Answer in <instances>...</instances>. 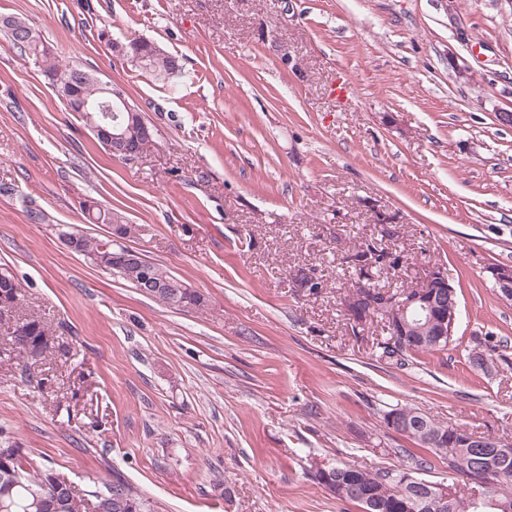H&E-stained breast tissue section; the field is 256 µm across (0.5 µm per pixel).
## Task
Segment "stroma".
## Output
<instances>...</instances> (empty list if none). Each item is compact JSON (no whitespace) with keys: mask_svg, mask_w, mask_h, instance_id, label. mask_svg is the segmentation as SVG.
<instances>
[{"mask_svg":"<svg viewBox=\"0 0 512 512\" xmlns=\"http://www.w3.org/2000/svg\"><path fill=\"white\" fill-rule=\"evenodd\" d=\"M59 61L122 86L154 129L112 157L43 71L0 37V269L52 348L0 361V437L78 489L120 477L157 512H362L313 478L398 470L395 407L512 440V7L501 0H0ZM179 58L180 89L104 35ZM350 81L349 99L334 89ZM204 294L171 309L69 250L104 237ZM372 284L441 266L459 297L447 350L386 365L384 321L353 328L347 258ZM493 348L471 368L476 344Z\"/></svg>","mask_w":512,"mask_h":512,"instance_id":"obj_1","label":"stroma"}]
</instances>
